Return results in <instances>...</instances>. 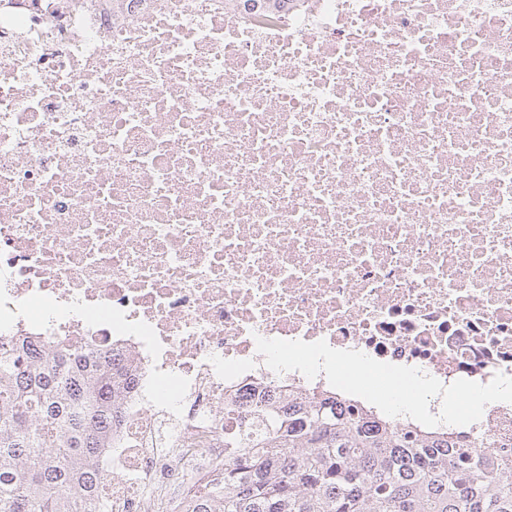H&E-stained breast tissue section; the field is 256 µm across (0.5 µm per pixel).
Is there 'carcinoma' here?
<instances>
[{
  "label": "carcinoma",
  "mask_w": 512,
  "mask_h": 512,
  "mask_svg": "<svg viewBox=\"0 0 512 512\" xmlns=\"http://www.w3.org/2000/svg\"><path fill=\"white\" fill-rule=\"evenodd\" d=\"M125 383L105 352L0 340V512H110L98 486ZM339 402L224 409V486L192 512H512V473L464 435Z\"/></svg>",
  "instance_id": "carcinoma-1"
}]
</instances>
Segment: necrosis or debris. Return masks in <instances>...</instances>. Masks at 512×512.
<instances>
[{
	"mask_svg": "<svg viewBox=\"0 0 512 512\" xmlns=\"http://www.w3.org/2000/svg\"><path fill=\"white\" fill-rule=\"evenodd\" d=\"M0 336L129 370L99 497L190 512L256 337L512 377V0H0ZM469 444L512 466V403Z\"/></svg>",
	"mask_w": 512,
	"mask_h": 512,
	"instance_id": "4bbe7bcc",
	"label": "necrosis or debris"
}]
</instances>
